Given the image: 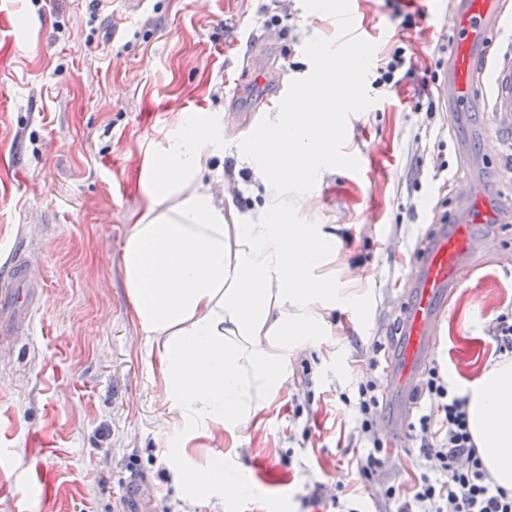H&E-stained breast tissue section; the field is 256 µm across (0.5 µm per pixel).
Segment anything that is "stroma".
<instances>
[{
  "instance_id": "35a3bbf8",
  "label": "stroma",
  "mask_w": 512,
  "mask_h": 512,
  "mask_svg": "<svg viewBox=\"0 0 512 512\" xmlns=\"http://www.w3.org/2000/svg\"><path fill=\"white\" fill-rule=\"evenodd\" d=\"M356 11L372 62L342 112V161L312 208L336 237L337 278L361 276L368 314L333 312L286 364L287 393L237 438L192 440L202 455L187 466L217 461L255 488L226 500L181 486L171 450L189 429L157 418V364L122 276L138 164L194 115L235 125L210 160L224 168L277 111L279 86L295 92L311 76V36L349 34L310 0H149L133 25L90 0L0 10V272L23 248L44 278L30 334L0 363V512H123L128 496L144 512H336V497L377 512L349 445L352 401L369 360L385 359L372 347L405 305L419 240L465 212L460 181L496 213L471 227L492 248L465 267L431 361L470 380L496 357L490 325L512 312V124L495 118L486 86L470 109L428 112L448 76L446 0H357ZM255 27L277 34L275 46L255 48ZM396 50L412 73L380 81ZM253 69L264 84L250 82ZM264 98L267 111H255ZM488 130L500 155L480 150Z\"/></svg>"
}]
</instances>
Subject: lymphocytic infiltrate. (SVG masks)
Instances as JSON below:
<instances>
[{"mask_svg":"<svg viewBox=\"0 0 512 512\" xmlns=\"http://www.w3.org/2000/svg\"><path fill=\"white\" fill-rule=\"evenodd\" d=\"M418 395L429 401L408 433L418 444L419 473L412 485L384 486V512H512V490L495 482L474 444L465 398L434 367L423 378ZM382 405L379 379L366 374L358 386L354 430L367 449L357 457L356 468L370 485L386 466L377 428Z\"/></svg>","mask_w":512,"mask_h":512,"instance_id":"lymphocytic-infiltrate-1","label":"lymphocytic infiltrate"}]
</instances>
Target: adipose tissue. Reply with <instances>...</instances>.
Listing matches in <instances>:
<instances>
[{"label":"adipose tissue","mask_w":512,"mask_h":512,"mask_svg":"<svg viewBox=\"0 0 512 512\" xmlns=\"http://www.w3.org/2000/svg\"><path fill=\"white\" fill-rule=\"evenodd\" d=\"M311 44L317 71L239 151L263 190L255 214H240L213 191L208 160L223 143L217 124L180 121L138 172L139 205L122 245L133 320L157 359L164 419L211 438L237 436L272 404L288 359L323 335L329 312H367L352 282L328 272L336 238L314 223L307 202L345 136L346 89L371 54L364 46L339 54L317 36ZM448 380L467 400L485 467L512 489V360ZM175 470L186 484L228 499L253 492L211 462Z\"/></svg>","instance_id":"1"}]
</instances>
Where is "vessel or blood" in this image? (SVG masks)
Listing matches in <instances>:
<instances>
[{"mask_svg":"<svg viewBox=\"0 0 512 512\" xmlns=\"http://www.w3.org/2000/svg\"><path fill=\"white\" fill-rule=\"evenodd\" d=\"M114 16L133 21L147 8V0H112ZM502 0H465L456 11L453 52L448 68L456 108L471 107L483 80L480 64L487 60L490 34L499 29ZM491 107L498 119H512V62H499L494 70ZM467 225L440 224L416 249V265L408 281L410 295L403 312L402 338L385 370V388L397 391L404 404L385 422L386 428L403 435L416 403L421 374L437 339V324L449 297L464 283L461 259L480 247ZM11 273L0 279V342L20 339L32 326V311L42 289L35 280L33 264L25 253L12 254Z\"/></svg>","mask_w":512,"mask_h":512,"instance_id":"1","label":"vessel or blood"}]
</instances>
